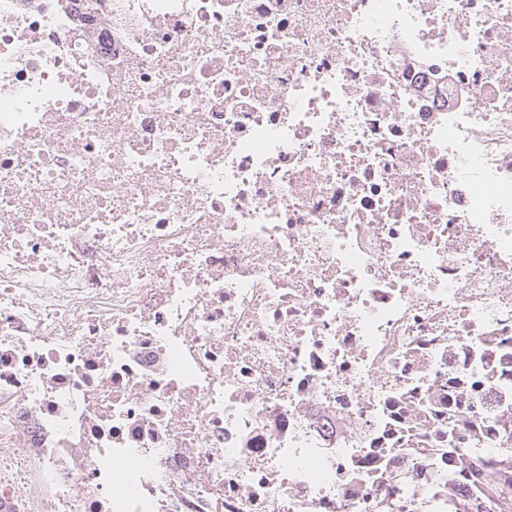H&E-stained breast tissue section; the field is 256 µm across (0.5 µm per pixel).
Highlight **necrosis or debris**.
Masks as SVG:
<instances>
[{
  "label": "necrosis or debris",
  "instance_id": "4bbe7bcc",
  "mask_svg": "<svg viewBox=\"0 0 512 512\" xmlns=\"http://www.w3.org/2000/svg\"><path fill=\"white\" fill-rule=\"evenodd\" d=\"M512 432V0H0V512H448Z\"/></svg>",
  "mask_w": 512,
  "mask_h": 512
}]
</instances>
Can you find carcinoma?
Instances as JSON below:
<instances>
[{
    "mask_svg": "<svg viewBox=\"0 0 512 512\" xmlns=\"http://www.w3.org/2000/svg\"><path fill=\"white\" fill-rule=\"evenodd\" d=\"M493 454L495 466L481 477V499L463 493L453 501L452 512H512V445L496 448Z\"/></svg>",
    "mask_w": 512,
    "mask_h": 512,
    "instance_id": "obj_1",
    "label": "carcinoma"
}]
</instances>
